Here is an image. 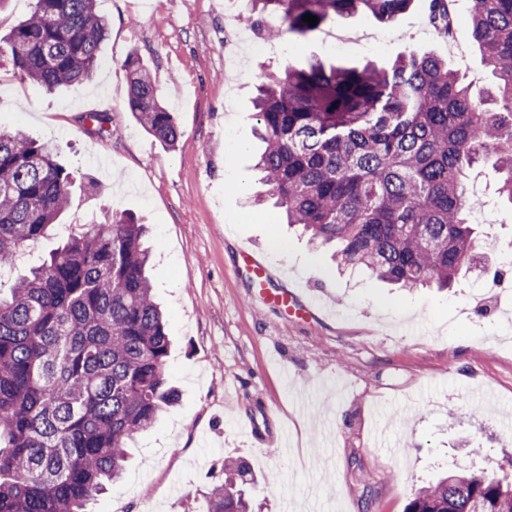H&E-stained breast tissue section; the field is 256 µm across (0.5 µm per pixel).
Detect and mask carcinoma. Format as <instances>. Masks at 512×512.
I'll return each mask as SVG.
<instances>
[{
  "mask_svg": "<svg viewBox=\"0 0 512 512\" xmlns=\"http://www.w3.org/2000/svg\"><path fill=\"white\" fill-rule=\"evenodd\" d=\"M409 3L246 0L238 22L273 40L357 13L391 23ZM429 18L448 25L447 0H429ZM472 23L496 78L483 101L447 61L416 52L362 67L285 63L266 76L254 102L265 144L256 168L287 223L337 248L338 266L415 289L448 288L479 262L463 177L493 166L512 202V0H474ZM105 36L95 0H35L0 38V59L49 90L70 86L93 77ZM125 66L128 110L175 146L182 132L147 65L135 53ZM82 119L92 137L107 131L102 112ZM70 186L50 145L0 130V276L54 226ZM144 236L134 217L107 212L0 287V512H85L121 477L128 444L176 402ZM251 483L242 460L225 459L205 512H251ZM404 512H512V484L449 472Z\"/></svg>",
  "mask_w": 512,
  "mask_h": 512,
  "instance_id": "obj_1",
  "label": "carcinoma"
}]
</instances>
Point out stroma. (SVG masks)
Here are the masks:
<instances>
[{
  "mask_svg": "<svg viewBox=\"0 0 512 512\" xmlns=\"http://www.w3.org/2000/svg\"><path fill=\"white\" fill-rule=\"evenodd\" d=\"M472 5L459 0L447 36L428 24V0H413L393 23L339 18L271 42L262 58L246 38L230 73L220 0H96L108 34L90 81L49 90L0 65V126L52 143L73 177L68 210L18 271L100 219L104 202L149 228V278L166 312L179 400L139 435L93 512H204L232 457L250 467L262 512H359L366 473L375 512H404L422 482L447 470L512 478V321L492 283L497 271L512 283L502 173L480 164L466 175L482 266L446 290L410 293L366 271L340 272L329 250L272 223V205L256 202L264 187L253 100L265 72L317 59L391 62L414 50L448 60L478 98L493 77L472 37ZM134 50L181 128L175 147L127 109L124 61ZM86 112L107 113V133L89 137ZM243 246L268 268V288L296 289L311 304L309 320L263 307Z\"/></svg>",
  "mask_w": 512,
  "mask_h": 512,
  "instance_id": "1",
  "label": "stroma"
}]
</instances>
